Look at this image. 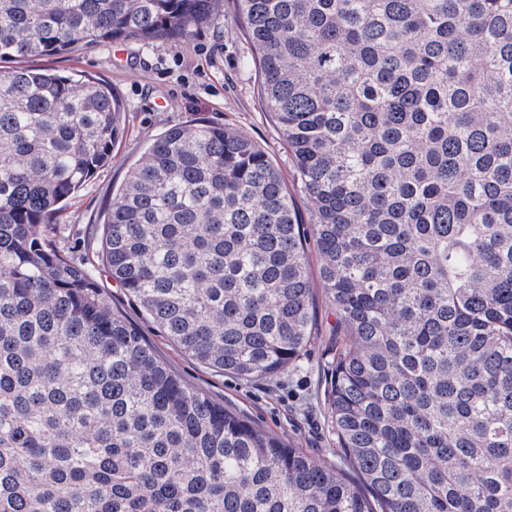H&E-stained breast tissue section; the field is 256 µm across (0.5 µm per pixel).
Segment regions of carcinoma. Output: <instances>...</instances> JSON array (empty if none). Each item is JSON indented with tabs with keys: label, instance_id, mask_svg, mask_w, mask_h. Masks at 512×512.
I'll use <instances>...</instances> for the list:
<instances>
[{
	"label": "carcinoma",
	"instance_id": "1",
	"mask_svg": "<svg viewBox=\"0 0 512 512\" xmlns=\"http://www.w3.org/2000/svg\"><path fill=\"white\" fill-rule=\"evenodd\" d=\"M220 0H0V60L176 43ZM312 205L327 411L356 478L184 384L99 293L243 380L314 338L270 155L154 138L93 258L46 235L122 138L112 91L0 70V512H512V0H237Z\"/></svg>",
	"mask_w": 512,
	"mask_h": 512
}]
</instances>
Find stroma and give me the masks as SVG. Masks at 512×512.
Wrapping results in <instances>:
<instances>
[{
    "label": "stroma",
    "instance_id": "1",
    "mask_svg": "<svg viewBox=\"0 0 512 512\" xmlns=\"http://www.w3.org/2000/svg\"><path fill=\"white\" fill-rule=\"evenodd\" d=\"M32 64L76 80L92 78L108 86L124 108V132L111 162L68 200L59 220L69 245L95 249L112 196L131 164L152 139L175 124L202 118L242 131L270 154L285 181L293 179L288 148L257 91L236 0H224L216 19L175 45L129 40L36 58ZM313 308L315 340L296 366L271 379L246 381L216 372L153 330L145 335L186 384L301 448L314 461L335 465L336 433L325 407L328 367L336 351L335 317L322 288L314 290Z\"/></svg>",
    "mask_w": 512,
    "mask_h": 512
}]
</instances>
